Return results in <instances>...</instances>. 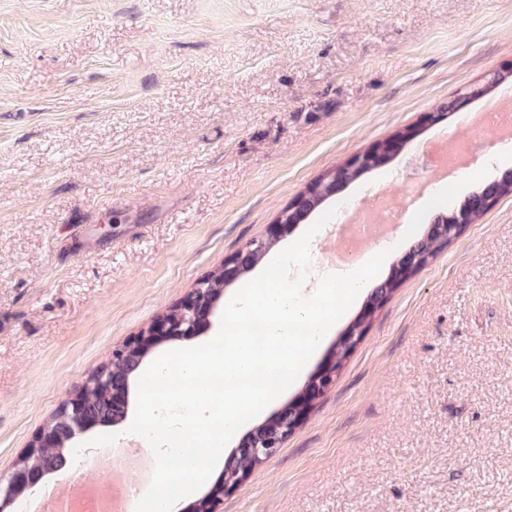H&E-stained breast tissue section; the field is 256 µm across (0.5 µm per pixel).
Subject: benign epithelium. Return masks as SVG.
<instances>
[{"label": "benign epithelium", "mask_w": 512, "mask_h": 512, "mask_svg": "<svg viewBox=\"0 0 512 512\" xmlns=\"http://www.w3.org/2000/svg\"><path fill=\"white\" fill-rule=\"evenodd\" d=\"M400 143L399 139L392 141L388 146V153L383 155H378L370 149L358 153L349 158L344 166L361 168L368 158L375 160V166H381ZM284 228L286 224L278 219L270 226L267 237L253 241L224 258L222 268L224 286L227 287L240 278L252 265V253L265 252L277 241L279 233ZM223 296L224 290L214 288L211 277H205L175 305V313L172 314L168 310L163 312L139 335L114 350L112 362L127 361L132 364L133 371H138L150 350L161 342L195 335L207 322L214 307L223 299ZM336 375V359L331 358L322 364L306 386L302 394L303 408L286 405L273 418L256 427L247 441L224 463V473L237 471L240 461L246 457L264 460L272 456L288 436L303 423L316 402L326 393ZM131 383L132 380L128 374H118L106 366L99 368L75 391L69 393L52 420L40 426L35 432L29 447L64 448L67 442L74 440L78 435L102 424L101 420L94 419L85 412V396L89 389L112 392V420L124 417ZM47 474L48 471L45 469L14 466L8 474L0 476V503L7 504L24 492L37 490ZM246 480L245 476L237 480L221 479L217 487L193 504L192 512H216V505L223 496L241 488Z\"/></svg>", "instance_id": "1"}]
</instances>
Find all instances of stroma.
<instances>
[{"mask_svg": "<svg viewBox=\"0 0 512 512\" xmlns=\"http://www.w3.org/2000/svg\"><path fill=\"white\" fill-rule=\"evenodd\" d=\"M512 69V0H0V475L114 348L263 238L307 184L417 136L330 206L402 195L425 122ZM407 202L380 272L507 171ZM355 301L298 396L358 315ZM217 512H512V196L408 277L307 419ZM416 131L415 129H409L407 135L405 137L396 139L390 143L388 146V153L383 155L376 154V151H372L371 149L365 150L364 152L358 153L351 158H349L343 166L346 167H352V168H361L360 170H364L365 167L363 166V163L365 159L373 158L375 160V167L381 166L385 163L387 158L396 150L397 146L401 143L402 140L414 137Z\"/></svg>", "mask_w": 512, "mask_h": 512, "instance_id": "1", "label": "stroma"}]
</instances>
